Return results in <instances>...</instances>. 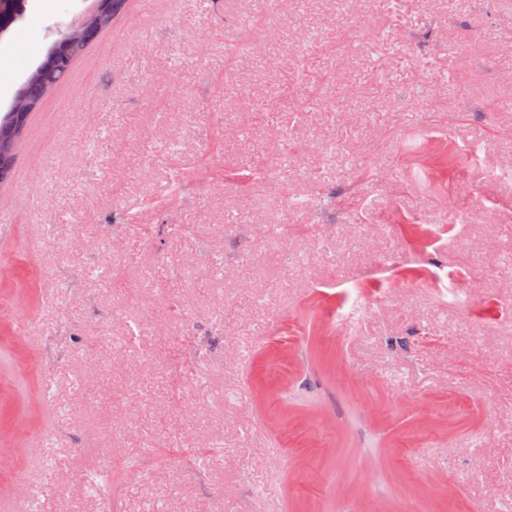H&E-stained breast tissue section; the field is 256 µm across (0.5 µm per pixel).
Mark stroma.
<instances>
[{
	"mask_svg": "<svg viewBox=\"0 0 512 512\" xmlns=\"http://www.w3.org/2000/svg\"><path fill=\"white\" fill-rule=\"evenodd\" d=\"M91 6L29 0L0 113ZM511 38L512 0H131L0 186V448H29L0 481L41 512H512ZM439 143L485 150L436 180Z\"/></svg>",
	"mask_w": 512,
	"mask_h": 512,
	"instance_id": "obj_1",
	"label": "stroma"
}]
</instances>
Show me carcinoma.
Instances as JSON below:
<instances>
[{"mask_svg":"<svg viewBox=\"0 0 512 512\" xmlns=\"http://www.w3.org/2000/svg\"><path fill=\"white\" fill-rule=\"evenodd\" d=\"M29 0H5L0 3V38L4 37L13 26L25 20ZM103 25L90 18L80 27L75 37H66L68 28L57 31L58 38L54 41L46 58L29 75L19 88L37 108L49 91L63 83L69 76L74 63L81 58L89 43L95 38ZM29 113L0 116V184L8 182L12 174L13 154L6 144L15 136L24 133ZM454 151L441 149L428 157L427 167L435 174L447 170L455 162Z\"/></svg>","mask_w":512,"mask_h":512,"instance_id":"1","label":"carcinoma"}]
</instances>
